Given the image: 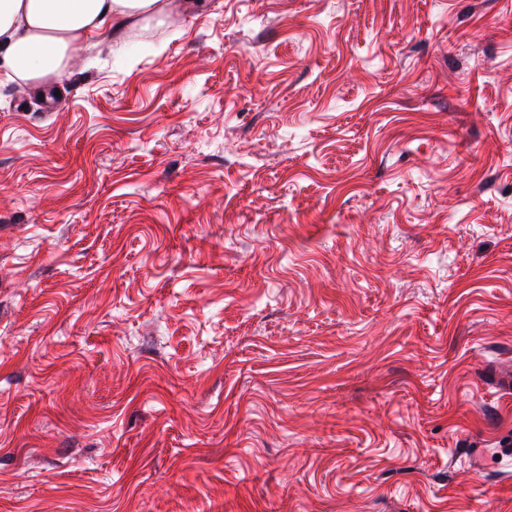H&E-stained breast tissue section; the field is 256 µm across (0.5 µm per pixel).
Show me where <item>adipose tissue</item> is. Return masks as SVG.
Wrapping results in <instances>:
<instances>
[{"instance_id": "1", "label": "adipose tissue", "mask_w": 512, "mask_h": 512, "mask_svg": "<svg viewBox=\"0 0 512 512\" xmlns=\"http://www.w3.org/2000/svg\"><path fill=\"white\" fill-rule=\"evenodd\" d=\"M168 0H0V65L42 85L62 75L88 37L131 19L162 20Z\"/></svg>"}]
</instances>
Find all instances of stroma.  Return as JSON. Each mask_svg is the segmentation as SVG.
Returning <instances> with one entry per match:
<instances>
[{
    "label": "stroma",
    "instance_id": "obj_1",
    "mask_svg": "<svg viewBox=\"0 0 512 512\" xmlns=\"http://www.w3.org/2000/svg\"><path fill=\"white\" fill-rule=\"evenodd\" d=\"M0 70V512H512V0H173Z\"/></svg>",
    "mask_w": 512,
    "mask_h": 512
}]
</instances>
